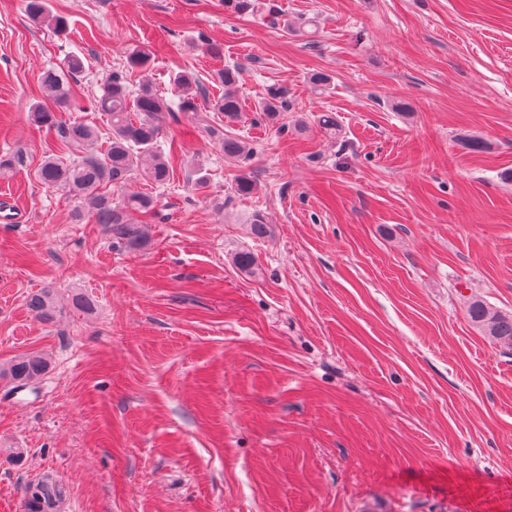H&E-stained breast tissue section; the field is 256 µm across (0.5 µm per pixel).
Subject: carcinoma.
<instances>
[{"mask_svg": "<svg viewBox=\"0 0 512 512\" xmlns=\"http://www.w3.org/2000/svg\"><path fill=\"white\" fill-rule=\"evenodd\" d=\"M224 7L234 14H245L258 8V3L257 0H224ZM27 12L33 22L45 24L57 33L68 29L67 20L51 12L48 0H28ZM150 58L151 50L147 46L133 47L127 63L113 69L99 85L94 108L106 121L103 150L96 148L100 138L98 128L67 124L41 106H34L29 112L31 123L53 130L63 142L82 148V154L68 162L46 158L37 170V178L77 199L96 223L105 225L112 239L130 251L147 247L144 224L146 218L155 214L157 199L148 191L126 192L114 198L101 192V186L124 188L137 177L151 187L170 181L171 156L164 154L160 139L164 134V119L172 112V102L148 83L132 88L129 79L130 71L146 67ZM83 69V60L72 55L65 68L43 72L41 84L57 106L69 105L68 77ZM238 75L236 67H224L218 75L224 84V94L210 104L213 111L224 113L228 122L238 120L242 112L236 90ZM172 86L180 98L182 111H198L199 82L191 72L175 73ZM287 108V90L282 87L268 89L258 103L261 116L270 122L278 120ZM220 144L224 157L240 163H246L253 155V149L237 137L226 135ZM233 263L246 274L259 270L258 260L249 250L235 253ZM27 306L37 318L50 320L57 312V294L54 289L45 288L32 294ZM467 316L470 324L493 343L512 348V312H503L481 298L472 297L467 302ZM47 371V359L39 352L23 354L7 368V374L19 387L38 383ZM24 499L26 512H60L63 493L58 483L46 477L36 481L34 491H24Z\"/></svg>", "mask_w": 512, "mask_h": 512, "instance_id": "carcinoma-1", "label": "carcinoma"}]
</instances>
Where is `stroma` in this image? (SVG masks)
<instances>
[{
  "label": "stroma",
  "instance_id": "obj_1",
  "mask_svg": "<svg viewBox=\"0 0 512 512\" xmlns=\"http://www.w3.org/2000/svg\"><path fill=\"white\" fill-rule=\"evenodd\" d=\"M26 2L0 0V210L19 217L0 223V512L45 475L66 512H512V349L466 314L471 294L512 311V0H50L59 36ZM134 45L154 57L133 84L166 95L183 69L206 97L166 126L171 179L129 252L38 180L75 152L28 112L75 54L59 117L100 124L98 83ZM228 65L234 123L207 109ZM273 85L274 124L255 110ZM43 288L50 321L26 306ZM33 351L48 372L15 389L3 370ZM287 108V90L282 87L269 88L266 96L258 103L260 115L270 122L278 120L281 112H285ZM220 144L225 158L246 164V161L250 160L253 155V148H250L246 142L237 137L224 135ZM28 309L39 319L51 320L57 312L58 297L52 288H45L32 294L27 302Z\"/></svg>",
  "mask_w": 512,
  "mask_h": 512
}]
</instances>
